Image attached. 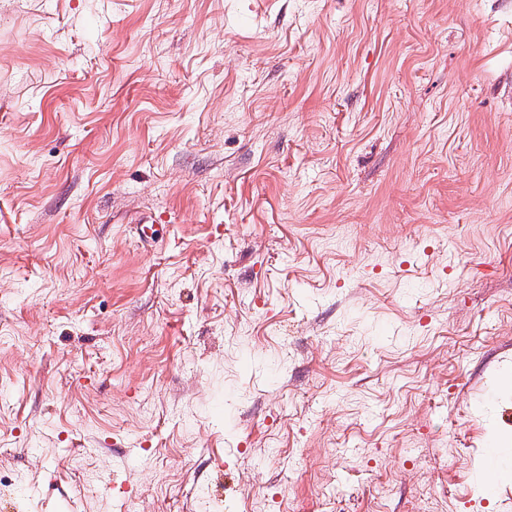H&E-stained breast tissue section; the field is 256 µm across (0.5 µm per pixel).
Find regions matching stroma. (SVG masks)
Returning <instances> with one entry per match:
<instances>
[{
    "mask_svg": "<svg viewBox=\"0 0 512 512\" xmlns=\"http://www.w3.org/2000/svg\"><path fill=\"white\" fill-rule=\"evenodd\" d=\"M508 374L512 0H0V512H512Z\"/></svg>",
    "mask_w": 512,
    "mask_h": 512,
    "instance_id": "stroma-1",
    "label": "stroma"
}]
</instances>
